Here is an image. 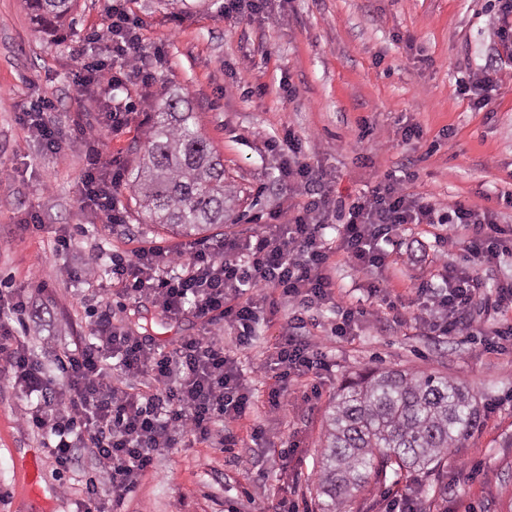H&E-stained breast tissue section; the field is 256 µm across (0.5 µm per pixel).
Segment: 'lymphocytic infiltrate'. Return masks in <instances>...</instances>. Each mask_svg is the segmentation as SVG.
Instances as JSON below:
<instances>
[{"label":"lymphocytic infiltrate","mask_w":512,"mask_h":512,"mask_svg":"<svg viewBox=\"0 0 512 512\" xmlns=\"http://www.w3.org/2000/svg\"><path fill=\"white\" fill-rule=\"evenodd\" d=\"M140 20L132 17L123 0H112L108 22L93 42L104 43L112 58L101 62L89 54L76 55L70 74L75 86L115 90L136 82L150 86L155 72L142 48ZM52 106L41 102L22 110L18 119L41 140L50 154L65 145L51 117ZM130 124L121 106L105 113L103 124H76L71 138L88 144L89 165L79 186L82 208L120 225L124 215L115 203L123 171L117 157L106 155V132H121ZM280 158L279 179L288 190H300L303 201L273 213L261 232L228 237L213 247L190 242L173 250L142 249L132 257L111 259L110 275L122 293L157 299L169 318L186 313L209 324H224L238 347L253 340V326L261 314H275L281 304L296 313L276 347V384L268 393L271 410L287 409L288 383L327 369L320 344L298 336L305 310L335 304L333 336L349 335L362 308L335 301L329 273L332 252L342 253L353 269H384L388 256L384 242L408 224H443L448 232L471 230L469 266L445 268L439 287L418 291L422 323L433 336H457L482 325L476 308L483 301L488 266L512 249V225L498 221L493 209L455 204L442 214L426 198L411 192L414 172L399 180L386 179L358 196L344 213H337L327 184L328 173L311 163L303 142L291 126L269 142ZM340 214L335 243L323 231L332 214ZM251 295H244V288ZM27 308L23 290L0 297V359L31 400L22 416L24 426L46 434L45 446L61 467H69L76 444H84L96 463L97 477L85 486L78 512H106L118 507L151 470L154 458L180 438L195 443L234 440V428L252 405V393L236 359L210 336H189L172 351L155 349L145 338L111 330L107 321L95 329L96 342L75 344L56 356L65 379L63 388L51 389L41 364L18 339L13 326ZM119 361L111 371L108 359ZM148 376L151 388L137 391L129 377Z\"/></svg>","instance_id":"lymphocytic-infiltrate-1"}]
</instances>
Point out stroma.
<instances>
[{"instance_id": "stroma-1", "label": "stroma", "mask_w": 512, "mask_h": 512, "mask_svg": "<svg viewBox=\"0 0 512 512\" xmlns=\"http://www.w3.org/2000/svg\"><path fill=\"white\" fill-rule=\"evenodd\" d=\"M223 2L174 7L168 0H128L143 23L145 51L164 50L156 82L148 90L130 83L108 96L83 97L71 82L70 62L105 25L107 0H78L75 25L56 32L37 31L23 0H0V282L18 288L46 281V291L33 296L22 342L55 385L63 383L55 352L96 325L86 298L109 288L112 255L173 248L184 238L142 223L124 185L116 192L124 224L81 210L86 148L73 140L60 154L45 153L17 120L31 101H51L64 131L78 119L100 122L107 104L127 108L129 129L107 137L106 146L130 174L133 146L144 142L161 94L184 88L236 192L240 219L224 226L228 236L260 231L263 217L287 206L279 160L267 147L287 125L312 162L329 172L334 201L351 203L384 178L403 177L410 160L415 194L445 210L458 202L494 207L500 223L512 225V209L497 205L498 194L512 191V47L499 33L498 0H282L270 19L251 24L225 17ZM487 68L497 70L498 80L478 108L457 86ZM409 125L422 130V139L403 142ZM32 209L41 230L25 226ZM435 234L424 224L406 225L386 247L385 269L370 274L331 255L340 297L366 312L350 335L336 338L333 309L312 310L304 334L322 342L329 367L294 383L309 402L276 413L267 402L276 384L270 364L292 306L259 321L249 348H237L228 331H219L217 342L237 358L253 393L237 424V446L175 444L157 456L124 512H276L284 496L299 512H320L314 472L328 407L346 378L386 368L448 374L494 411L441 472L391 473L370 482L352 512H386L395 495L419 486V512H512V344L498 341L493 318L459 336H431L417 324L418 287L441 285L444 266L466 264L470 230L459 228L452 245L436 242ZM60 235L71 237L72 248L57 255ZM63 267L70 275H60ZM375 282L401 296L405 321L394 322L380 298L369 297ZM110 302L113 330L152 337L165 352L205 328L191 313L168 318L150 297L115 295ZM28 406L0 373V512H75L93 469L88 451L77 448L71 469L58 470L42 433L20 424ZM257 426L268 440L252 439ZM31 480L39 495L27 492Z\"/></svg>"}]
</instances>
